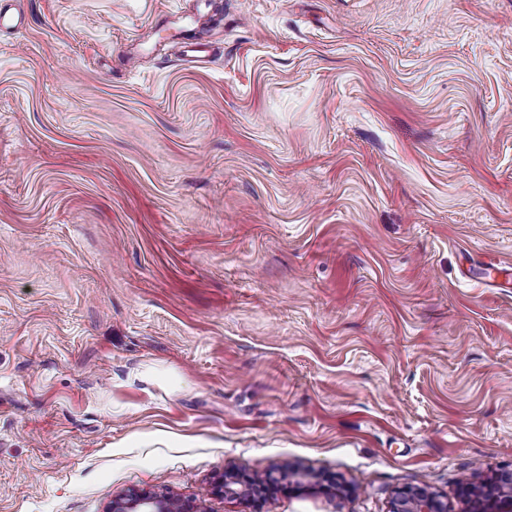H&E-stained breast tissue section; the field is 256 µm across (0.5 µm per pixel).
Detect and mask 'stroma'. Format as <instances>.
I'll return each mask as SVG.
<instances>
[{
  "instance_id": "obj_1",
  "label": "stroma",
  "mask_w": 512,
  "mask_h": 512,
  "mask_svg": "<svg viewBox=\"0 0 512 512\" xmlns=\"http://www.w3.org/2000/svg\"><path fill=\"white\" fill-rule=\"evenodd\" d=\"M22 6L0 512H467L461 479L512 470V0ZM261 491L254 478L241 477L234 472L224 475V494L234 497H252ZM389 512H452L447 497L420 487L397 488ZM151 504L150 509L142 506ZM198 512L193 506L180 499L154 500L147 494H132L126 499L114 502L109 512Z\"/></svg>"
}]
</instances>
